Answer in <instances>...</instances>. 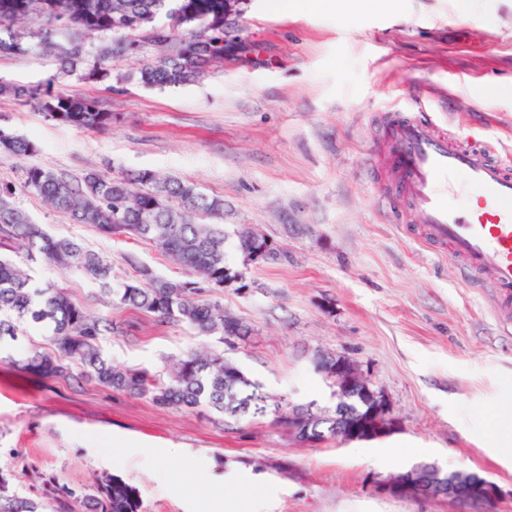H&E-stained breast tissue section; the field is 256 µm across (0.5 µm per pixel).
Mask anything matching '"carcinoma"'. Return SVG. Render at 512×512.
I'll return each instance as SVG.
<instances>
[{
  "label": "carcinoma",
  "instance_id": "1",
  "mask_svg": "<svg viewBox=\"0 0 512 512\" xmlns=\"http://www.w3.org/2000/svg\"><path fill=\"white\" fill-rule=\"evenodd\" d=\"M178 18L179 36L168 23ZM38 19L36 29L18 23ZM149 35L172 40L177 49L161 58L144 43L139 54L129 51L130 39ZM230 48L224 31V0H0V55L32 63L54 57L57 72L44 82L10 85L9 92L45 117L84 130L112 124V113L93 99L54 90L60 76L105 81L134 76L146 87L165 88L195 82L224 62ZM121 57L137 64L127 75H112ZM0 149L32 157L38 147L31 139L0 130ZM41 196L50 207L76 224H89L104 236H134L149 243L190 273L187 278L163 277L146 266H134L136 276L112 287V265L79 241L50 235L30 221L15 203L17 191ZM0 243L17 242L26 260H49L77 268L95 281L109 303L153 315L158 322L186 326L200 336L244 339L251 329L224 314V307L203 298L224 289V278L237 270L225 260L224 199L209 196L189 181L152 170L112 174L96 167L79 175L40 165L24 169L20 184L0 183ZM33 327L52 345L34 348L24 357L12 355L19 336ZM112 319L95 317L75 304L66 291L52 284L38 287L8 259L0 260V360L45 378L93 381L115 393L147 397L158 406L228 417L229 396L249 401L246 419L273 416L288 424V411L269 406L257 383L248 379L220 353L190 350L173 371L120 368L112 364L101 340L112 332ZM41 500L9 493L0 478V512H137L135 500L116 483H101L78 494L52 480Z\"/></svg>",
  "mask_w": 512,
  "mask_h": 512
}]
</instances>
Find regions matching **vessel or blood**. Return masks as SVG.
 <instances>
[{
	"label": "vessel or blood",
	"instance_id": "b4317fda",
	"mask_svg": "<svg viewBox=\"0 0 512 512\" xmlns=\"http://www.w3.org/2000/svg\"><path fill=\"white\" fill-rule=\"evenodd\" d=\"M389 126L402 219L419 220L421 244L449 246L467 274L512 299V160L489 146L452 144L422 114L391 112ZM460 174L479 190L476 205L459 204Z\"/></svg>",
	"mask_w": 512,
	"mask_h": 512
}]
</instances>
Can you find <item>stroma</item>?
<instances>
[{
	"instance_id": "1",
	"label": "stroma",
	"mask_w": 512,
	"mask_h": 512,
	"mask_svg": "<svg viewBox=\"0 0 512 512\" xmlns=\"http://www.w3.org/2000/svg\"><path fill=\"white\" fill-rule=\"evenodd\" d=\"M240 55L200 82L163 90L131 79L70 77L62 90L101 101L112 122L85 131L46 120L0 94V128L33 140V159L0 152V182L37 163L78 174L149 169L224 199L226 226L246 224L286 256L248 264L236 237L226 261L249 288L212 292L246 339L197 335L110 306L78 271L0 245L35 285L64 288L120 325L101 342L122 367L168 370L191 349L224 354L270 403L333 409L319 354L353 360L386 397L401 457L362 441H300L271 417L225 426L215 416L73 387L0 362V475L39 498L56 477L76 492L111 479L131 489L138 512H451L448 502L379 495L387 478L421 462L492 479L509 495L512 457L493 448L490 421L512 397V319L496 288L473 283L447 249L418 244L421 225L400 223L387 116L424 101L449 140L512 154V0H243ZM17 204L55 236L83 240L112 264L115 281L135 265L161 276L176 267L135 237L72 223L40 196ZM260 481L258 501L238 487Z\"/></svg>"
}]
</instances>
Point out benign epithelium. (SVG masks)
I'll return each instance as SVG.
<instances>
[{"label": "benign epithelium", "instance_id": "obj_1", "mask_svg": "<svg viewBox=\"0 0 512 512\" xmlns=\"http://www.w3.org/2000/svg\"><path fill=\"white\" fill-rule=\"evenodd\" d=\"M248 237L250 261L266 262L274 256L276 246L271 241H264L255 233ZM324 371L336 379L341 399L358 397L367 405L361 413H353L343 404L336 407V432L339 435L347 440L381 438L396 430L397 424L390 415L385 397L361 376L353 361L338 357L334 362H326ZM288 430L304 441H317V429L300 423L292 415L288 416ZM370 487L387 496L446 500L454 506L455 512H476L478 505L497 508L502 502V490L494 481L474 473H449L435 463L417 464L390 479L374 478Z\"/></svg>", "mask_w": 512, "mask_h": 512}]
</instances>
